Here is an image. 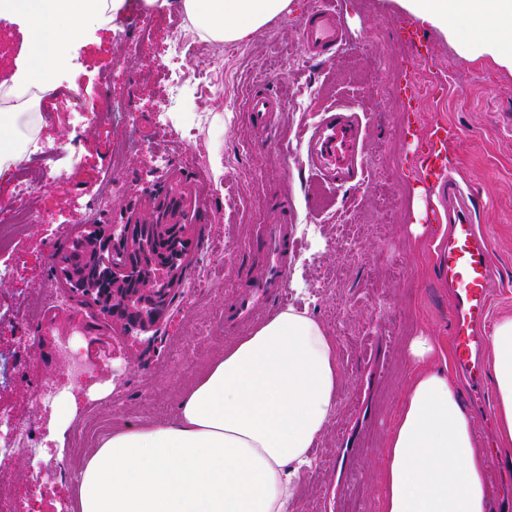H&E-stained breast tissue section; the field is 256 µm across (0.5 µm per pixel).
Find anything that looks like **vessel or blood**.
Here are the masks:
<instances>
[{
	"mask_svg": "<svg viewBox=\"0 0 512 512\" xmlns=\"http://www.w3.org/2000/svg\"><path fill=\"white\" fill-rule=\"evenodd\" d=\"M303 42L311 55L323 56L343 43L340 10L336 0H318L299 24ZM282 101L266 86L252 88L246 110L254 127L266 128L280 112ZM359 122L343 109L324 112L308 138L311 166L330 181L343 184L356 174V140ZM454 135L448 125L432 127L419 140L414 167L420 181L438 195L433 221L447 224L448 241L438 260L451 296V337L458 367L467 376L476 395H483L482 349L490 335V305L493 296L492 258L486 238L476 222L475 194L455 176L448 159V141ZM278 213L271 223L259 227L255 240L264 251L262 273L241 293L233 308L225 311L224 324L248 322L258 302L279 294L288 266V200L274 205Z\"/></svg>",
	"mask_w": 512,
	"mask_h": 512,
	"instance_id": "obj_1",
	"label": "vessel or blood"
}]
</instances>
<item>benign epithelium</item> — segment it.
Masks as SVG:
<instances>
[{
	"label": "benign epithelium",
	"instance_id": "obj_1",
	"mask_svg": "<svg viewBox=\"0 0 512 512\" xmlns=\"http://www.w3.org/2000/svg\"><path fill=\"white\" fill-rule=\"evenodd\" d=\"M155 231L167 234L174 242H184V255L190 254L193 225L160 224L151 213L139 224H98L82 238L80 251H64L55 258L56 271L71 286V291L99 306L112 325L120 327L126 335L160 329L182 282L181 264L167 265L157 277L141 284L130 282L128 273L135 259L147 252V244L153 243ZM98 258L112 270L110 284L100 289L87 284L85 277L86 265Z\"/></svg>",
	"mask_w": 512,
	"mask_h": 512
}]
</instances>
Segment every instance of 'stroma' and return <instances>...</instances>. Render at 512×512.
<instances>
[{
	"mask_svg": "<svg viewBox=\"0 0 512 512\" xmlns=\"http://www.w3.org/2000/svg\"><path fill=\"white\" fill-rule=\"evenodd\" d=\"M339 2L346 38L324 59L310 58L300 38L299 21L313 0H293L290 13L245 42L214 41L180 0L151 7L124 0L118 12L84 18L77 36L67 39L52 72L57 90L42 101L35 137L51 154L27 158L42 216L0 244V262L13 268L12 278L0 282V316L46 291L63 300L17 330L0 331V354L17 363L11 383L0 389V407L43 445L36 484L24 456L0 459L1 479L33 485L29 512H73L72 490L88 450L113 427L171 418L184 391L227 344L287 306L308 307L335 336L345 375L297 512H376L385 438L413 374L409 344L424 334L453 351L448 286L437 261L448 227L424 221L435 192L414 180L417 143L407 133L409 121L423 130L438 122L457 130L450 160L458 179L478 193L476 221L493 257L491 317L512 313V72L488 58L467 59L394 0ZM148 10L160 18L150 29L143 23ZM176 27L185 42L186 79L170 100L154 49ZM405 28L426 38L424 59H415L401 39ZM27 31L18 16L0 24V80L26 65ZM124 51V68L113 72L114 57ZM407 70L423 88L413 116L401 111L397 90ZM261 81L274 85L283 102L268 133L232 104L236 86ZM112 100L123 105L121 117L105 125L87 121ZM162 101L163 135L153 112ZM336 106L351 109L362 129L358 175L343 186L322 182L307 161L311 129ZM120 145L126 151L117 164ZM216 152L223 159L219 175L211 165ZM159 155L168 159L161 168L154 162ZM177 186L200 204L194 248L162 325V345L147 332L132 343L70 291L54 259L94 225L135 223L153 195ZM284 196L292 205L293 245L283 295L251 323L225 327V309L262 269L255 227L271 221L270 205ZM201 276L205 287H193ZM40 334L67 340L96 365V376L68 378L35 348ZM52 384L78 403L61 433L51 413L32 403L40 387Z\"/></svg>",
	"mask_w": 512,
	"mask_h": 512,
	"instance_id": "obj_1",
	"label": "stroma"
}]
</instances>
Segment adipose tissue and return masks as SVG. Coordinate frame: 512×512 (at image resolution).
<instances>
[{
    "label": "adipose tissue",
    "instance_id": "adipose-tissue-1",
    "mask_svg": "<svg viewBox=\"0 0 512 512\" xmlns=\"http://www.w3.org/2000/svg\"><path fill=\"white\" fill-rule=\"evenodd\" d=\"M464 56L512 71V0H396ZM123 0H11L29 20L30 60L10 79L24 101L47 78L80 20ZM200 30L241 42L292 0H182ZM35 117L0 113V176L29 141ZM499 437L512 447V315L491 338ZM416 368L385 444L377 512H491L494 493L479 437L450 364L431 369L432 337L410 346ZM342 369L336 340L305 311L287 308L215 357L172 419L113 429L81 471L76 512H296L310 450L336 413Z\"/></svg>",
    "mask_w": 512,
    "mask_h": 512
}]
</instances>
